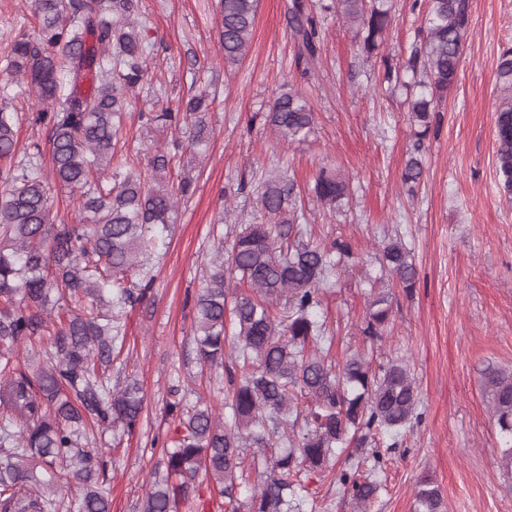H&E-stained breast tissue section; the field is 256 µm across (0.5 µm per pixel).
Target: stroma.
<instances>
[{
	"label": "stroma",
	"instance_id": "1",
	"mask_svg": "<svg viewBox=\"0 0 512 512\" xmlns=\"http://www.w3.org/2000/svg\"><path fill=\"white\" fill-rule=\"evenodd\" d=\"M289 2L257 0L248 50L228 67L219 0H141L139 28L152 56L125 119L124 153L143 164L167 146L171 134L148 128L140 113L177 107L200 90L212 98L213 133L205 157L186 150L177 158V174L193 177L195 190L178 206L151 288L127 311L129 356L112 364L113 384L137 381L146 403L139 427L107 458L111 512H139L152 474L164 471L162 444L176 426L168 403L201 398L224 410L223 369L196 355L194 300L218 243L261 223L256 188L273 171L294 180L315 241L339 238L351 247L353 266L328 288L320 310L335 331L334 353L365 350L377 364L405 359L417 383L418 418L386 454L371 512H414L425 475L448 512H512V474L500 465L503 441L484 388L485 370L512 372V198L495 175L496 63L512 48V0H472L459 79L440 106L411 194L401 185L414 141L406 94L388 86L383 71L405 64L417 45L425 0H392L385 44L371 60L335 12H319L323 41L310 67L295 62ZM286 87L302 93L315 115L307 140L291 145L265 121ZM323 167L349 183L336 212L310 191ZM395 234L412 252L419 285L410 295L392 287L388 331L370 343L360 334L362 277L377 272L382 244ZM306 499V512L355 510L326 480H311Z\"/></svg>",
	"mask_w": 512,
	"mask_h": 512
}]
</instances>
